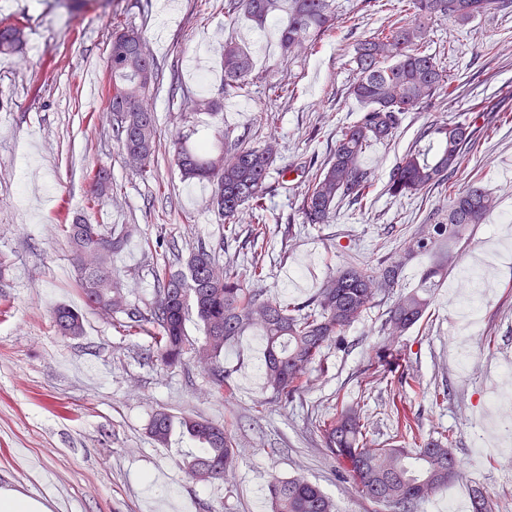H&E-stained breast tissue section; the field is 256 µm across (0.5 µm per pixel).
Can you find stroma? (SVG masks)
<instances>
[{
  "instance_id": "1",
  "label": "stroma",
  "mask_w": 512,
  "mask_h": 512,
  "mask_svg": "<svg viewBox=\"0 0 512 512\" xmlns=\"http://www.w3.org/2000/svg\"><path fill=\"white\" fill-rule=\"evenodd\" d=\"M336 15L338 29L318 53L286 58L278 41L285 13L261 25L243 14L231 23L224 0H177L172 7L165 0H88L73 13L56 0H0V19L22 22L28 33L21 52L0 54V490L39 499L45 512H145L151 503L166 512L187 504L195 512H272L271 478L303 476L337 512H398L362 496L324 448L319 421L343 402L360 409L376 446L410 430L452 434L462 477L412 512H442L447 498L470 499L476 487L489 492L493 512H512L511 464L478 445L485 378L498 375L500 358L512 357V12L465 26L431 25L425 48L460 92L407 113L392 140L371 144L362 159L374 183L366 204L343 202L331 223L295 220L288 228L281 219L295 215L305 175L298 169L268 181L274 221L264 242L265 287L271 297L303 302L343 265L378 266L431 208L447 202V190L438 188L393 199L389 173L422 127L480 110L481 146L454 182L480 180L498 207L455 245L456 267L404 336L383 331V310L393 302L384 297L347 330L342 346L327 350L304 390L280 401L266 387L264 342L253 329L225 349L234 388L220 395L193 353L177 366L160 365L145 334H128L117 315L86 307L77 287L63 232L73 212L125 228L112 269L141 311L153 306V270L162 258L205 246L225 268L240 269V248L253 229L248 213L236 220L237 238H225L209 186L182 177L171 139L181 132L211 140L224 131L248 146L276 139L287 162L327 160L339 127L362 110L350 93L355 45L379 26L411 20L401 0L382 7L336 0ZM116 16L143 31L159 67L158 164L146 178L125 164L112 139L107 59ZM230 40L251 52L255 69L243 91L225 99L222 57ZM274 80L288 81L294 97L268 101L265 86ZM198 98L222 99L223 107L214 116L191 111ZM98 165L111 167L115 190L93 208L86 175ZM147 237L163 238V253L145 252ZM480 253L493 261L487 276L494 286L479 304L484 325L471 344L481 364L467 376L457 365L452 296ZM59 305L82 310V335L56 331L51 312ZM385 348L403 354L405 383L379 363ZM159 411L224 424L238 451L225 480H193L184 466L187 444L152 440L148 427Z\"/></svg>"
}]
</instances>
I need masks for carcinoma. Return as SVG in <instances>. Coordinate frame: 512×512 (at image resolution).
<instances>
[{"instance_id":"obj_1","label":"carcinoma","mask_w":512,"mask_h":512,"mask_svg":"<svg viewBox=\"0 0 512 512\" xmlns=\"http://www.w3.org/2000/svg\"><path fill=\"white\" fill-rule=\"evenodd\" d=\"M409 2L412 22L390 24L356 47L351 93L364 110L339 130L328 160H309L298 205L305 224H328L340 202L358 203L367 198L372 178L362 164L366 148L390 140L406 113L436 104L443 88H448L450 95L458 90L432 55L421 50L430 23L448 20L465 25L487 13L512 10V0ZM281 7L282 0H227L224 15L231 22L242 13L261 24ZM335 12V0H289L280 34L282 53L315 50L318 42L335 30ZM112 26L107 61L112 136L125 163L147 177L155 168L158 128L150 99L157 65L141 32L119 22ZM26 37L24 24L0 20V53L18 51ZM252 71L249 51L232 41L224 43V96L240 93ZM476 143L467 118L422 128L393 166L387 193L400 199L450 183ZM172 159L184 177L211 186V207L224 220L229 235H237L239 214L251 212V223L257 228L252 256L243 272L224 269L215 253L203 247L180 267L167 260L154 271L155 301L146 315L126 304L122 284L112 274V256L121 251L125 235L79 217L64 225V232L71 255L89 257L88 264L77 269V284L88 307L119 309L126 315V331L151 333L152 354L166 367L182 363L189 344L188 324H194L203 341L192 350L209 367L219 394L233 388L232 373L221 361L224 348L251 328L260 329L264 337L267 387L284 401L302 389L313 366L324 364L326 350L341 344L346 331L378 306L380 294L397 293L383 325L391 336L404 335L422 319L435 291L448 278V268L455 263L451 246L472 227L484 223L498 206L496 198L473 181L448 195L447 210L430 209L425 223L403 240L386 264L369 268L352 262L309 301L288 303L268 296L261 287L266 277L259 249L266 234L267 180L280 161L275 146L247 147L227 133L220 135L218 147L208 140L191 142L178 137L173 142ZM88 179L94 199L104 202L113 191L111 171L92 169ZM418 256L428 258L429 265L420 272L417 284L407 289L402 273ZM52 318L61 335L82 333L78 311L58 306ZM319 428L329 456L360 492L376 503L397 505L401 512H412L415 503L460 477V465L447 436L415 441L411 448L392 443L371 448L359 414L344 407L323 420ZM176 429L197 446V454L187 464L188 474L203 482L224 479L236 457L235 444L224 426L158 412L150 422L149 434L165 445ZM267 490L272 512H336L323 489L303 477L274 478ZM471 501L472 512H491L489 496L482 488L473 489Z\"/></svg>"}]
</instances>
